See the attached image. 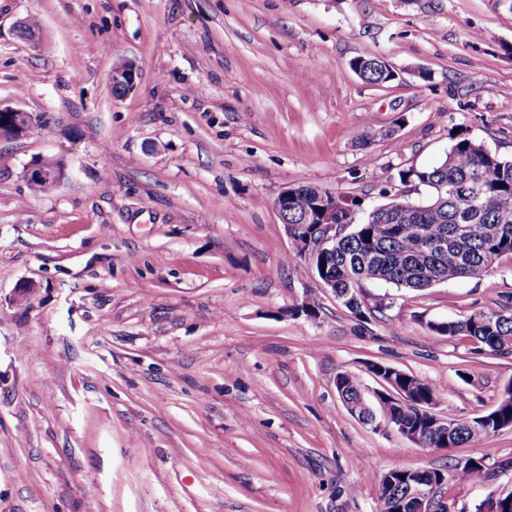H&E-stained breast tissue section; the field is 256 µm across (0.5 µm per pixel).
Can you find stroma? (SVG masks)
Listing matches in <instances>:
<instances>
[{"label": "stroma", "instance_id": "35a3bbf8", "mask_svg": "<svg viewBox=\"0 0 512 512\" xmlns=\"http://www.w3.org/2000/svg\"><path fill=\"white\" fill-rule=\"evenodd\" d=\"M373 55L394 81L350 71ZM0 105L48 119L0 140V512H377L394 468L442 470L450 512L512 492V470L457 482L470 447H419L336 391L348 373L375 402L384 362L441 417L494 409L512 356L430 326L512 308V258L364 283L384 308L361 322L285 264L273 207L301 184L360 221L427 202L398 172L459 131L512 158V0H0ZM42 157L67 175L35 194Z\"/></svg>", "mask_w": 512, "mask_h": 512}]
</instances>
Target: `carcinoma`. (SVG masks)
I'll list each match as a JSON object with an SVG mask.
<instances>
[{
  "label": "carcinoma",
  "instance_id": "cac0c4a2",
  "mask_svg": "<svg viewBox=\"0 0 512 512\" xmlns=\"http://www.w3.org/2000/svg\"><path fill=\"white\" fill-rule=\"evenodd\" d=\"M349 69L370 85L392 80L388 65L378 56L357 57ZM403 184L416 182L429 189L430 200L406 211L391 202L372 210L362 222L355 221L352 205L340 201L336 223L350 225V231L336 241V248L316 251L313 261L318 276L336 281V287L354 289L353 300L345 307L363 322L384 305H370L357 292L366 281H382L399 288L421 291L453 279L475 278L484 264L512 256V160L489 151L472 138L459 134L445 158L436 166L409 168L398 172ZM333 192L317 185L296 186L295 200L288 208V225L301 231L290 238L319 237L318 213L314 203L330 199ZM429 329L441 336H466L473 351L491 356L512 355V312L474 311L457 321L435 323ZM398 387H414L406 409L382 399L381 413L400 417L419 431L418 446L446 448L462 444L474 448L472 466L455 472L459 482L488 479L486 458L478 444L497 432V421L512 419V381L491 411L492 426L472 418L456 421L454 434L445 438L432 428L427 409L435 400L433 389L421 379L403 373L394 375ZM336 390L343 401L360 395V383L348 374L336 379Z\"/></svg>",
  "mask_w": 512,
  "mask_h": 512
}]
</instances>
